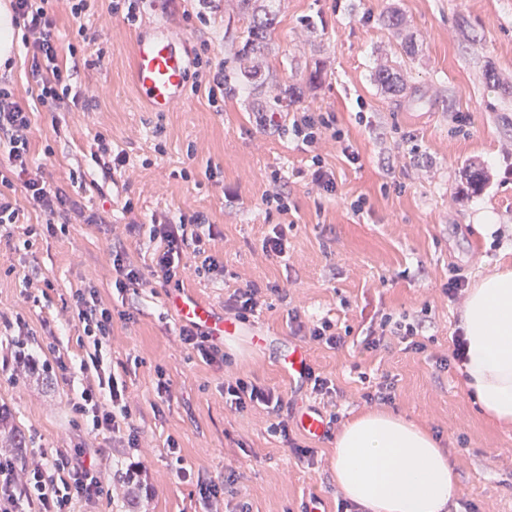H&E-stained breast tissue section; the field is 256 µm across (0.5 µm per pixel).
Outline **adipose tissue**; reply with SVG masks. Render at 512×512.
<instances>
[{
  "instance_id": "ef3b65f1",
  "label": "adipose tissue",
  "mask_w": 512,
  "mask_h": 512,
  "mask_svg": "<svg viewBox=\"0 0 512 512\" xmlns=\"http://www.w3.org/2000/svg\"><path fill=\"white\" fill-rule=\"evenodd\" d=\"M465 391L489 418L512 424V267L482 276L463 309ZM334 476L368 512H443L457 493L435 438L405 417L357 416L336 437Z\"/></svg>"
}]
</instances>
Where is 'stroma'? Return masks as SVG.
<instances>
[{"label":"stroma","instance_id":"obj_1","mask_svg":"<svg viewBox=\"0 0 512 512\" xmlns=\"http://www.w3.org/2000/svg\"><path fill=\"white\" fill-rule=\"evenodd\" d=\"M85 22L95 31L87 44L73 29L64 0H49L59 35V64L83 104L47 112L28 77L23 44L0 79L33 111L31 154L46 181L79 194L107 224L71 222L64 232L24 238L22 227L42 223L17 189L19 226L0 231V348L24 342L49 365L79 364L87 353L74 317L73 294L96 287L117 314L103 343L106 370L126 383L139 446L120 437L91 433L70 402L72 382L34 384L15 366L0 367V405L7 406L26 446L15 455L26 475L41 450L98 455L103 491L96 504L78 500L73 512H125L124 489L113 476L127 456L151 473V512H210L199 495L197 475L223 481L235 472L252 512H301L317 495L324 512H336L333 473L336 438L300 436L316 449L314 461L295 456L268 433L271 415L260 408L241 412L224 405V378L237 375L275 388L284 398L300 393L279 358L295 340L289 308L360 333L376 310L396 315L428 307L433 324L422 353L400 345L381 353L353 345L333 350L308 345V360L335 379L345 398V418L368 412L362 399L382 375L397 381L387 410L425 427L448 454L458 478L461 512H512V426L481 414L463 389L458 363L438 371L435 360L451 355L462 305L449 303L442 288L448 268H464L469 283L498 266L512 265V0H274L276 24L263 62L265 84L224 87V108L215 110L205 90L186 85L170 112L149 110L131 80L130 58L138 34L167 31L187 59L214 56L232 70L245 27L236 0L200 15L197 0H146L136 24L112 13L111 0H91ZM398 11L400 29L382 18ZM413 43L405 52V43ZM104 59H97V50ZM401 76V90L387 92L374 80L380 68ZM321 80L309 81L311 71ZM287 90L294 112H331L343 143L325 141L321 154L336 177L325 193L310 182V155L284 130L262 127L258 111L271 91ZM104 135L125 150L127 165L109 174L97 163L94 139ZM358 155L349 161L343 153ZM215 167L217 180L207 179ZM483 171L481 192L469 189L468 167ZM189 178H181L180 170ZM288 195V214H266L262 195L272 173ZM365 198L361 213L350 204ZM134 214H126L124 200ZM201 212L217 236L207 248L223 260L226 278L200 279L193 256L179 286L150 284L138 293L112 288V239L123 238L130 258L148 270L151 256L127 236L130 221L175 218ZM500 226L495 239L478 229L480 213ZM289 228L288 255L266 257L262 239L273 225ZM39 267L49 287L25 288L23 278ZM274 282L287 298L271 297L252 327L254 336L225 340L227 364H207L180 343L179 318L168 303L179 293L224 312L226 286ZM164 370L170 396L156 394ZM180 446L170 455L167 438ZM186 469L180 477L178 469Z\"/></svg>","mask_w":512,"mask_h":512}]
</instances>
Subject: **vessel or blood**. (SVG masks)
<instances>
[{"mask_svg": "<svg viewBox=\"0 0 512 512\" xmlns=\"http://www.w3.org/2000/svg\"><path fill=\"white\" fill-rule=\"evenodd\" d=\"M132 78L138 95L152 111L167 112L183 97L188 64L172 37L144 33L134 42ZM173 304L182 319L198 324L213 336L230 337L240 331L235 321L217 317L209 305L178 296Z\"/></svg>", "mask_w": 512, "mask_h": 512, "instance_id": "1", "label": "vessel or blood"}]
</instances>
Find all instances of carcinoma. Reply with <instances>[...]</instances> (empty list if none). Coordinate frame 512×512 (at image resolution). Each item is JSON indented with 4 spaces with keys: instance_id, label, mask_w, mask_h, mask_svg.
<instances>
[{
    "instance_id": "cac0c4a2",
    "label": "carcinoma",
    "mask_w": 512,
    "mask_h": 512,
    "mask_svg": "<svg viewBox=\"0 0 512 512\" xmlns=\"http://www.w3.org/2000/svg\"><path fill=\"white\" fill-rule=\"evenodd\" d=\"M243 16L249 18L243 30L242 46L238 49L237 65L229 74L241 85L250 87L258 83L260 76L256 59L269 49V36L275 24L276 13L267 7L257 8L258 0H238ZM374 81L388 91L399 90L398 77L387 69H381L374 75Z\"/></svg>"
}]
</instances>
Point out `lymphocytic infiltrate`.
<instances>
[{
  "label": "lymphocytic infiltrate",
  "mask_w": 512,
  "mask_h": 512,
  "mask_svg": "<svg viewBox=\"0 0 512 512\" xmlns=\"http://www.w3.org/2000/svg\"><path fill=\"white\" fill-rule=\"evenodd\" d=\"M48 0H9L14 24L25 30V46L29 56V77L34 83L40 103L48 111L69 109L71 88L66 82L58 63V37L56 23L46 8ZM32 119L12 87L0 84V149L7 154L6 164H0V227L11 226L19 221L20 209L11 195L16 188H24L32 205L46 217L47 232H54L56 219L77 218L85 224H100L101 214L84 207L62 189L51 188L41 174L30 170V134ZM292 135L312 154L309 177L319 190L332 193L336 190V178L326 168L316 148L323 137L343 141L344 133L336 125V118L326 112L294 113ZM209 221L200 212L180 216L178 221L155 222L149 228L132 223L128 233L147 232L148 243L153 247L152 266L149 273H142L129 257L123 242L112 246V266L116 273L113 283L119 293L137 289L147 280L160 284L178 281L181 257L192 252L197 260L195 273L209 280L223 276L224 265L205 247V228ZM278 284L261 287L248 283L230 289L224 301V316L238 322H248L258 314L269 296L280 294ZM74 307L79 324L92 352L81 360L78 368L80 390L73 400L74 412L85 416L94 433H118L129 424L132 410L125 396L124 386L115 376L106 375L103 368L102 344L112 329V312L99 298L96 289L83 288L74 295ZM288 325L293 335L306 344H318L329 349L341 347L345 338L335 323L323 318L317 321L303 320L297 310H289ZM431 322L423 316L412 319H393L381 314L376 326L370 327L362 345L369 352L387 348L388 337H396L406 349L421 353L426 349L422 341ZM224 398L231 408L242 411L262 405L274 414L275 420L268 430L299 458L313 457V449L299 445L293 437L289 416L284 415V401L274 389L258 382L232 377L224 382ZM102 471L95 457L66 459L61 452L45 451L34 460L25 481H17L12 456L0 453V512H14L16 504L27 502L32 512H71L76 500L93 502L102 489ZM116 479L137 512L147 508L153 490L150 473L139 461L129 460L117 470Z\"/></svg>",
  "instance_id": "obj_1"
}]
</instances>
